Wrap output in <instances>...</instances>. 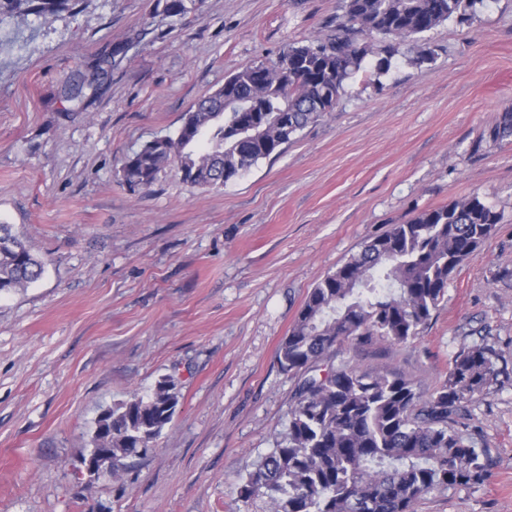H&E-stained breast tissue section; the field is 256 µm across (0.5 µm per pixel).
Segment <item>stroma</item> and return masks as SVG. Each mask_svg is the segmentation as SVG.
<instances>
[{"label":"stroma","mask_w":512,"mask_h":512,"mask_svg":"<svg viewBox=\"0 0 512 512\" xmlns=\"http://www.w3.org/2000/svg\"><path fill=\"white\" fill-rule=\"evenodd\" d=\"M165 5L81 0L46 23L0 21V223L46 261L0 296V512H239L241 476L288 427L294 380L277 352L308 292L391 225L471 195L503 219L420 336L336 360L428 394L487 339L504 373L465 422L491 475L416 512H512V136H489L512 107V0L425 33L427 58L403 45L381 73L367 57L333 112L224 187L166 170L134 192L125 153L343 14V0ZM123 42L97 88L66 101ZM165 374L180 402L155 448L120 479L90 477L99 414Z\"/></svg>","instance_id":"stroma-1"}]
</instances>
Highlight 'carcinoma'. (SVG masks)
<instances>
[{
  "mask_svg": "<svg viewBox=\"0 0 512 512\" xmlns=\"http://www.w3.org/2000/svg\"><path fill=\"white\" fill-rule=\"evenodd\" d=\"M79 2L0 0V16L47 21ZM344 2L330 34L238 70L186 112L176 136L126 155L122 182L147 189L172 168L192 187L226 184L332 112L367 56H380L378 71L389 68L396 48L376 50L368 38L416 42L450 19H468L484 0ZM195 9L197 0L166 4L171 16ZM502 219L477 196L421 211L367 242L310 290L278 352L282 370L295 379L287 431L241 478L237 501L247 508L261 502L267 512H415L428 495L486 480L487 455L448 426L505 373L486 339L455 353L448 377L426 398L397 373L337 367L335 356L346 341L418 338L452 273ZM43 269L12 225L1 223L0 295L28 287ZM178 404L176 384L165 375L150 392L104 410L93 442L112 448V479L152 450Z\"/></svg>",
  "mask_w": 512,
  "mask_h": 512,
  "instance_id": "obj_1",
  "label": "carcinoma"
}]
</instances>
